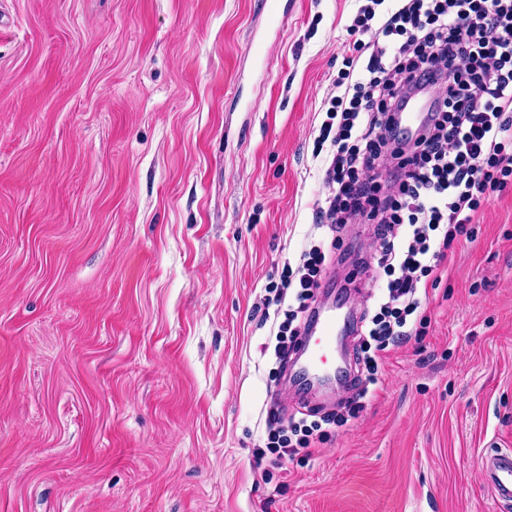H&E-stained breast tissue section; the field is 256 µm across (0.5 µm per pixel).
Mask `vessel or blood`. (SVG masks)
Instances as JSON below:
<instances>
[{"mask_svg": "<svg viewBox=\"0 0 512 512\" xmlns=\"http://www.w3.org/2000/svg\"><path fill=\"white\" fill-rule=\"evenodd\" d=\"M427 118L426 99H408L397 122L404 135L418 136ZM349 319L335 308L317 307L311 325L298 342L297 362L303 376L328 380L344 371L341 344L348 333ZM485 481L496 498L512 501V448L501 449L483 461Z\"/></svg>", "mask_w": 512, "mask_h": 512, "instance_id": "vessel-or-blood-1", "label": "vessel or blood"}]
</instances>
